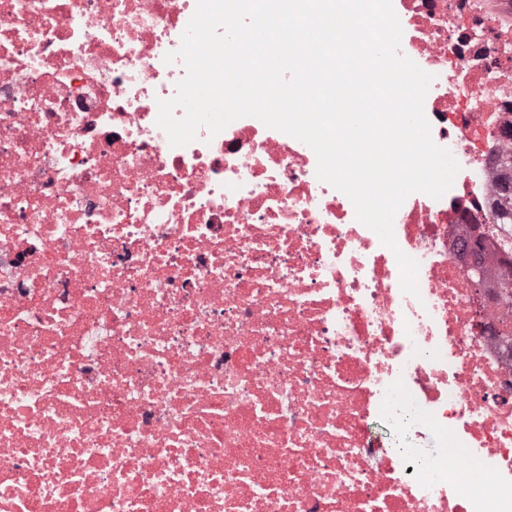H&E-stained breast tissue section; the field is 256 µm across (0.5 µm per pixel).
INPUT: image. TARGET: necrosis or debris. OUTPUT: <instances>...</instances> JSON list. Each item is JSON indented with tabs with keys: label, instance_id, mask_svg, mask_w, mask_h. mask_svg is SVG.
<instances>
[{
	"label": "necrosis or debris",
	"instance_id": "1",
	"mask_svg": "<svg viewBox=\"0 0 512 512\" xmlns=\"http://www.w3.org/2000/svg\"><path fill=\"white\" fill-rule=\"evenodd\" d=\"M392 6L460 165L393 250L257 118L170 146L196 0H0V512H512L505 307L459 254L512 154V27Z\"/></svg>",
	"mask_w": 512,
	"mask_h": 512
}]
</instances>
